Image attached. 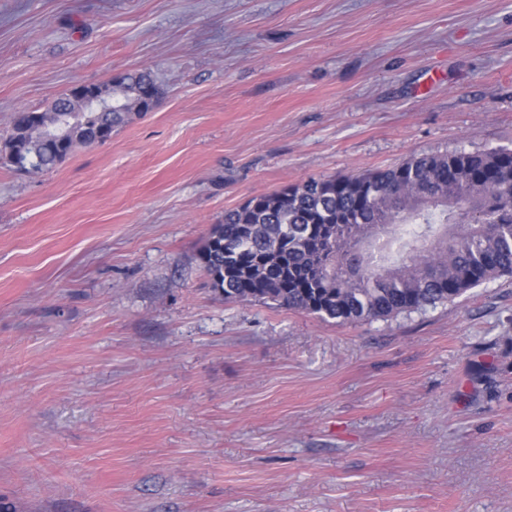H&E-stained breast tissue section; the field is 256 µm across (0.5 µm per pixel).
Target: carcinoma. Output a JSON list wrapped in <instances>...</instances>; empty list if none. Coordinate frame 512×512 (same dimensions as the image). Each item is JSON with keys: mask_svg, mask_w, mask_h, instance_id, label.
<instances>
[{"mask_svg": "<svg viewBox=\"0 0 512 512\" xmlns=\"http://www.w3.org/2000/svg\"><path fill=\"white\" fill-rule=\"evenodd\" d=\"M160 93L147 70L112 86L110 112H73L67 146L46 136L50 110L17 112L0 164L34 168L90 145L97 130L139 112L137 91ZM366 242L356 254L340 225ZM211 288L226 302L263 301L322 320H388L451 302L512 276V150L412 155L359 175L310 177L224 212L199 250Z\"/></svg>", "mask_w": 512, "mask_h": 512, "instance_id": "1", "label": "carcinoma"}]
</instances>
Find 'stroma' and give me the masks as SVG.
<instances>
[{
  "mask_svg": "<svg viewBox=\"0 0 512 512\" xmlns=\"http://www.w3.org/2000/svg\"><path fill=\"white\" fill-rule=\"evenodd\" d=\"M141 69L110 141L0 165V501L512 512V279L342 324L198 260L252 196L511 150L512 0H0V138Z\"/></svg>",
  "mask_w": 512,
  "mask_h": 512,
  "instance_id": "obj_1",
  "label": "stroma"
}]
</instances>
